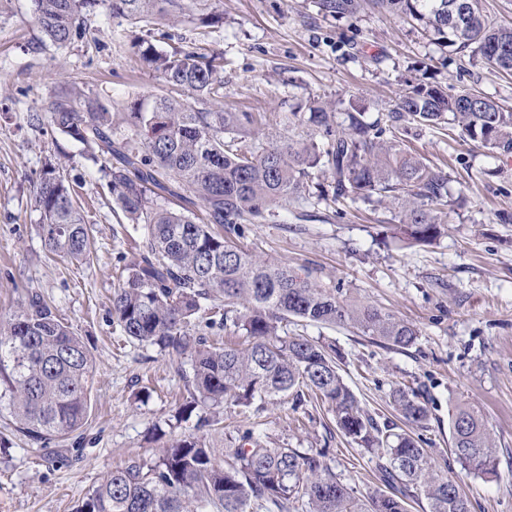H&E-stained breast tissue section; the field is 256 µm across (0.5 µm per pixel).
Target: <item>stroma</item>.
Masks as SVG:
<instances>
[{"label": "stroma", "mask_w": 512, "mask_h": 512, "mask_svg": "<svg viewBox=\"0 0 512 512\" xmlns=\"http://www.w3.org/2000/svg\"><path fill=\"white\" fill-rule=\"evenodd\" d=\"M144 37L160 51L180 45L222 53L224 106L267 113L260 136L267 145L286 135L309 138L311 127L284 124L289 113L354 98L372 122L422 79L512 106V76L456 54L374 0L341 19L322 14L316 0H192L179 23L148 34L102 2L85 37L65 47L46 41L33 0H0V315L38 293L96 360L89 419L75 438L36 442L0 417V438L9 442L0 453V512H75L107 473L133 460L153 463L159 448L196 434L210 448H238L255 437L270 448L324 450L341 481L366 497L380 486L377 456L337 429L328 404L204 407L176 421L189 356L129 340L112 313L125 257L146 246L147 230L115 204L104 162L55 130L43 106L64 88L126 105L166 95L137 52ZM400 142L447 174L449 193L464 199L439 210L445 231L433 243L412 246L393 236L398 204L350 200L333 208L288 202L269 223L243 225L239 243L258 258L310 271L341 300L413 323L418 339L405 350L349 326L295 320L288 333L335 345L345 382L378 421H397L395 388L422 392L431 419L416 436L457 477L470 512H512V223L502 221L512 216V156L493 157L451 124L410 128ZM50 162L92 229L90 263H68L45 245L32 190ZM459 403L488 421L496 479L463 471L448 454V412Z\"/></svg>", "instance_id": "1"}]
</instances>
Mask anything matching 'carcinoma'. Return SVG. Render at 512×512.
I'll use <instances>...</instances> for the list:
<instances>
[{"label":"carcinoma","mask_w":512,"mask_h":512,"mask_svg":"<svg viewBox=\"0 0 512 512\" xmlns=\"http://www.w3.org/2000/svg\"><path fill=\"white\" fill-rule=\"evenodd\" d=\"M98 0H34L45 38L65 46L87 30L84 10ZM112 14L146 26L175 23L184 0H108ZM439 36L458 52L512 73V27L493 25L481 0H379ZM321 12L352 15L358 0H317ZM149 66L175 90L152 104L135 102L113 112L91 95L63 92L44 108L47 121L111 163L115 202L134 224L148 230V245L125 257V276L112 296L122 332L192 363L189 397L178 414L200 404L248 408L256 402L302 401L313 394L328 403L337 428L361 448L381 450L382 488L361 499L325 461L321 451L269 448L258 439L247 448H208L199 439H177L159 450L158 461H132L103 478L77 512H251L270 504L278 512H407L423 497L429 512H469L458 483L435 470L413 430L430 420L422 394L396 388L395 410L407 429L379 425L362 412L336 363V349L288 336L291 317L351 326L392 349L411 347V323L376 308L354 307L312 281L309 272L255 258L234 237L243 224H264L274 209L313 195L312 178H330L319 199L400 202L396 230L411 244L441 234L432 206L448 203V177L412 153L382 139L386 128L405 123L454 124L461 134L494 154H512V108L479 92L450 95L428 81L409 86L385 123H369L354 102L348 126L336 125V103L319 102L309 117L288 116L291 125L313 124L323 138H285L269 146L252 135L265 112L224 110V56L174 47L158 52L141 41ZM204 103L214 108L202 107ZM127 120L131 133L121 134ZM231 135L225 140V135ZM194 195L200 220L153 204L157 192ZM49 250L81 263L90 258V233L70 184L60 171L42 169L33 186ZM224 300L207 326L243 332L245 348L212 347L192 332L207 301ZM94 358L39 294L0 317V410L16 430L35 440L67 438L88 421ZM451 457L485 479L498 477L496 445L481 411L458 405L448 413Z\"/></svg>","instance_id":"1"}]
</instances>
